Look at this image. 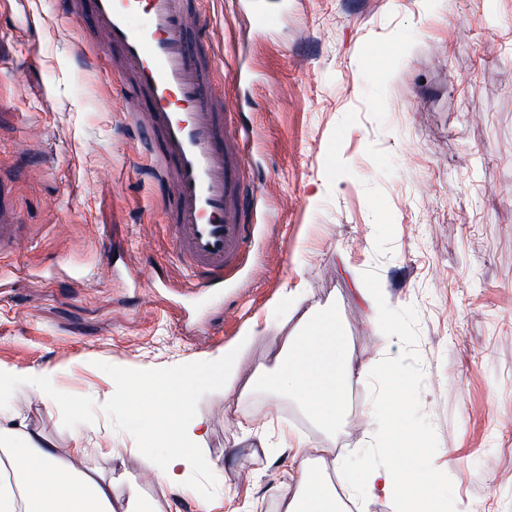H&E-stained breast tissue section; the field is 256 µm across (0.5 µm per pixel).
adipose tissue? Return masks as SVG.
Here are the masks:
<instances>
[{
  "label": "adipose tissue",
  "instance_id": "obj_1",
  "mask_svg": "<svg viewBox=\"0 0 512 512\" xmlns=\"http://www.w3.org/2000/svg\"><path fill=\"white\" fill-rule=\"evenodd\" d=\"M250 336L218 356L150 380V411L165 425L166 450L159 455H137L141 468L157 471L167 485L181 484L184 472L197 461V446L204 439L205 419L193 409L199 387L220 385L231 389L238 378L239 360ZM362 369L334 312L309 310L288 336L273 366L258 367L253 375L274 395L300 399L313 419L336 428L346 403L347 387ZM294 453L286 473L295 490L280 498L278 512H345L330 485L310 468L311 460L332 457L329 448H312L295 437ZM383 466L353 468L336 461L346 485L362 496L397 498L398 512H420L433 502L429 487L410 490L405 476L411 464L421 463L419 448L385 446ZM0 458L14 474L0 480V512H129L113 500L112 488L85 470L77 448H60L39 434L0 430Z\"/></svg>",
  "mask_w": 512,
  "mask_h": 512
}]
</instances>
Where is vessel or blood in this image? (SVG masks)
Here are the masks:
<instances>
[{
	"label": "vessel or blood",
	"instance_id": "1",
	"mask_svg": "<svg viewBox=\"0 0 512 512\" xmlns=\"http://www.w3.org/2000/svg\"><path fill=\"white\" fill-rule=\"evenodd\" d=\"M90 14L130 66L147 110L132 127L153 179L171 180L173 245L199 288L224 285L250 252L259 196L244 170L250 134L229 127L215 90L218 69L194 38L189 0H69ZM18 216L0 190V248L22 245Z\"/></svg>",
	"mask_w": 512,
	"mask_h": 512
}]
</instances>
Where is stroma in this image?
Segmentation results:
<instances>
[{
  "label": "stroma",
  "mask_w": 512,
  "mask_h": 512,
  "mask_svg": "<svg viewBox=\"0 0 512 512\" xmlns=\"http://www.w3.org/2000/svg\"><path fill=\"white\" fill-rule=\"evenodd\" d=\"M260 10L261 28L251 15ZM200 38L223 68L246 177L262 196L246 263L193 287L163 191L129 126L132 74L62 0L0 6V183L24 246L0 252V366L24 377L18 423L84 463L143 512H275L282 437L383 460L378 433L424 451L439 512H512V0H200ZM242 80H233V72ZM376 289L397 332L356 292ZM335 311L365 367L335 430L295 398L202 387L208 433L180 486L133 469L165 450L149 388L257 338L241 380L271 364L306 311ZM52 376V403L28 378ZM255 427L252 451L225 401Z\"/></svg>",
  "instance_id": "stroma-1"
}]
</instances>
